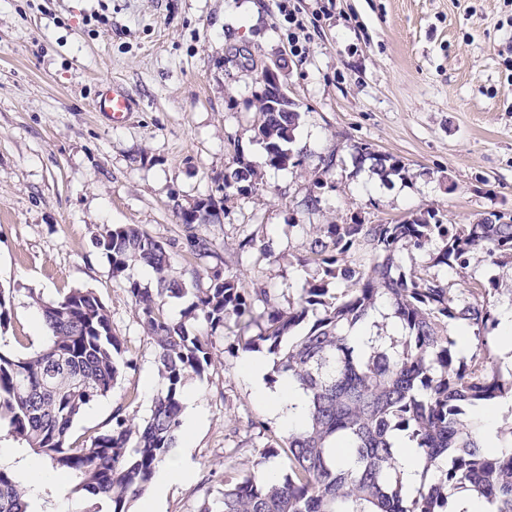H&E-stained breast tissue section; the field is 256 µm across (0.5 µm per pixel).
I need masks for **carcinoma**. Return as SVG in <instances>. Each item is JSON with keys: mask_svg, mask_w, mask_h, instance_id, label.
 Returning <instances> with one entry per match:
<instances>
[{"mask_svg": "<svg viewBox=\"0 0 512 512\" xmlns=\"http://www.w3.org/2000/svg\"><path fill=\"white\" fill-rule=\"evenodd\" d=\"M263 112L256 138L264 162L274 168L302 165L293 148L297 112ZM361 161L395 175L405 167L362 143ZM258 190L256 172L242 164L224 174V195ZM436 244L433 266L457 274L488 259L512 265V215L490 212L474 224H445L433 210L390 224H319L302 266L322 272L307 280L297 301L283 309L261 290L263 307L235 276H213L207 288H188L169 278L166 246L137 225L112 228L97 239L112 276L126 281L140 322L156 348L162 388L142 423L122 406L112 429L82 444L70 441L74 421L108 396L121 377L122 340L97 295L75 289L42 307L50 344L25 356L0 349V427L21 451L75 481L74 493L106 502L110 512H131L155 471L169 458L181 429L184 386L212 364V338L234 321V341L248 351L273 355L268 381L284 380L307 398L298 428L277 435L265 422L251 428L265 439L260 461L237 477L202 512H469L456 494L468 491L487 512H512V424L500 429L505 451L478 438L477 407L512 399V373L504 375L490 346L501 324L495 302L499 281L456 282L406 270L396 261L408 247ZM242 253L271 255L249 234ZM150 268L159 288L140 287L132 270ZM192 295V329L168 320L165 299ZM387 307L398 337L373 331L375 314ZM420 450V487L405 488L397 441ZM287 460L271 482L263 464ZM17 463L0 462V512H29L43 498Z\"/></svg>", "mask_w": 512, "mask_h": 512, "instance_id": "cac0c4a2", "label": "carcinoma"}]
</instances>
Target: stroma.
<instances>
[{
    "label": "stroma",
    "instance_id": "obj_1",
    "mask_svg": "<svg viewBox=\"0 0 512 512\" xmlns=\"http://www.w3.org/2000/svg\"><path fill=\"white\" fill-rule=\"evenodd\" d=\"M275 60L299 104L298 168L265 165L255 138L261 68ZM112 81L138 103L121 125L93 108ZM359 143L404 175L357 165ZM332 152L342 162L311 205V176ZM241 161L260 188L225 195ZM208 196L218 220L187 232L179 209ZM427 209L447 224L512 212V0H0V288L11 292L0 344L46 347L41 305L90 290L129 363L74 440L106 432L118 406L143 420L154 404L155 347L96 246L108 229L135 224L165 243L171 278L204 288L225 271L285 307L319 275L298 263L314 225ZM245 233L272 240L273 256L241 254ZM230 345L216 335L211 367L189 384L200 411L191 475L159 512H200L225 473L250 468L263 444L251 420L285 432Z\"/></svg>",
    "mask_w": 512,
    "mask_h": 512
}]
</instances>
